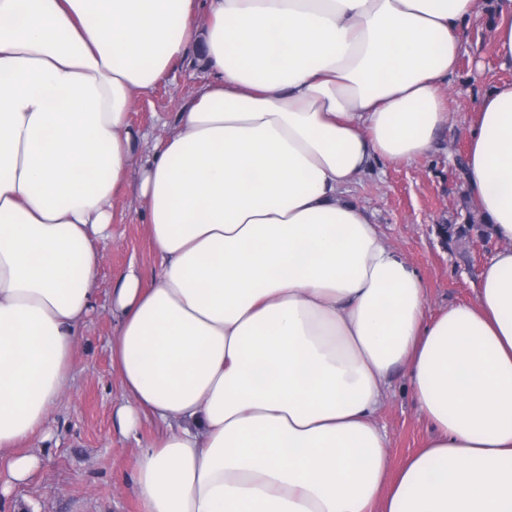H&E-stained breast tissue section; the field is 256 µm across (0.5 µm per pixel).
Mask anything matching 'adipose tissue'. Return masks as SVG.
Masks as SVG:
<instances>
[{
  "label": "adipose tissue",
  "mask_w": 512,
  "mask_h": 512,
  "mask_svg": "<svg viewBox=\"0 0 512 512\" xmlns=\"http://www.w3.org/2000/svg\"><path fill=\"white\" fill-rule=\"evenodd\" d=\"M475 0H0V495L39 467L135 182L160 257L113 282V422L141 512H512V83L465 192L501 246L427 313L351 186L433 151ZM207 80L145 159L129 121L189 52ZM403 371L432 436L398 472Z\"/></svg>",
  "instance_id": "1"
}]
</instances>
